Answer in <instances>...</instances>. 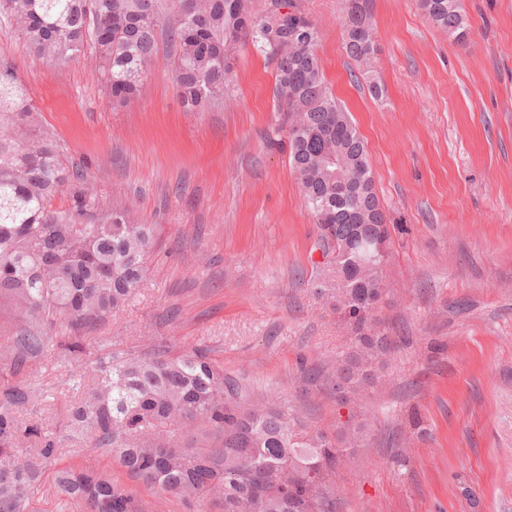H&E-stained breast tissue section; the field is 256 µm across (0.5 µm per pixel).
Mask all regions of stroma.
<instances>
[{"label":"stroma","mask_w":512,"mask_h":512,"mask_svg":"<svg viewBox=\"0 0 512 512\" xmlns=\"http://www.w3.org/2000/svg\"><path fill=\"white\" fill-rule=\"evenodd\" d=\"M299 3L394 227L376 317L405 339L376 369L373 426L339 470L336 512H512V0H463L462 44L419 0H374L367 67L345 52L344 0ZM0 58L101 204L136 206L155 236L133 302L83 330V353L65 361L13 368L14 336L42 323L0 298V367L37 395L23 419L56 429L88 359L199 350L237 383L238 401L285 402L307 430L335 434L348 410L309 386L299 361L331 371L347 331L313 293L333 265L286 151L268 145L281 122L273 64L238 45L223 103L188 112L165 44L126 107L110 105L91 56L56 66L1 19ZM66 448L41 466L29 512H57L64 465L111 473L142 512H219L147 486L89 436Z\"/></svg>","instance_id":"1"}]
</instances>
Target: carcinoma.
<instances>
[{
	"label": "carcinoma",
	"instance_id": "obj_1",
	"mask_svg": "<svg viewBox=\"0 0 512 512\" xmlns=\"http://www.w3.org/2000/svg\"><path fill=\"white\" fill-rule=\"evenodd\" d=\"M434 26L457 41L468 35L459 0H420ZM0 17L38 57L61 66L91 54L111 104L128 106L151 69L158 35L174 49V82L184 106L205 109L224 99L229 55L251 41L275 65L273 94L283 112L288 160L319 225L338 250L328 287L317 295L334 302L351 336L335 372L304 370L313 385L327 383L351 404L349 418L331 438L291 424L286 407L263 400L244 408L224 369L192 351L94 359L72 376L78 398L50 432L25 423L34 399L20 383H0V512H27L38 462L21 463L23 443L45 460L65 453L68 433L93 434L94 447L112 449L127 473L161 493L202 501L219 497L222 512H336V469L366 436L360 391L377 383L376 363L395 347L368 320L388 295L383 264L362 263L377 243L392 245L367 152L349 113L336 101L314 47L319 32L294 0H270L253 15L249 0H0ZM346 53L362 65L377 52L373 0H346ZM34 108L14 68L0 59V125L32 124ZM58 195L67 204L53 207ZM152 228L130 207L104 209L82 167L69 163L52 132L25 144L0 139V297L52 327L64 320L77 330L121 311L147 274ZM19 365L27 356L66 359L83 352L77 340L49 344L25 330L13 339ZM198 423L217 433L215 448H180L175 431ZM314 476L316 488L309 487ZM59 508L76 501L92 512H140L135 498L112 476L93 469L55 473Z\"/></svg>",
	"mask_w": 512,
	"mask_h": 512
}]
</instances>
